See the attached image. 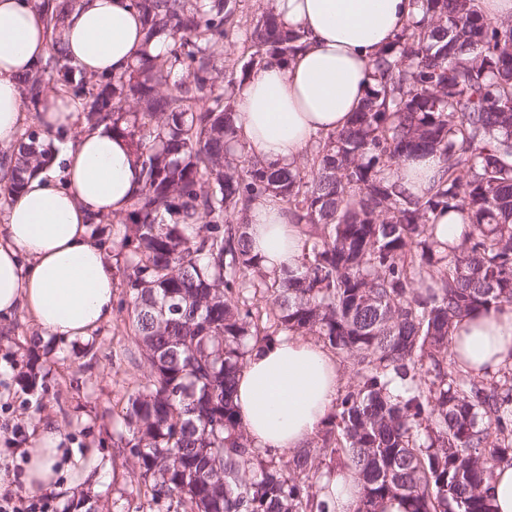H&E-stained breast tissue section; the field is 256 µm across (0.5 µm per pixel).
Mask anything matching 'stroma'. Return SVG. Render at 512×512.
I'll list each match as a JSON object with an SVG mask.
<instances>
[{
	"instance_id": "obj_1",
	"label": "stroma",
	"mask_w": 512,
	"mask_h": 512,
	"mask_svg": "<svg viewBox=\"0 0 512 512\" xmlns=\"http://www.w3.org/2000/svg\"><path fill=\"white\" fill-rule=\"evenodd\" d=\"M111 323L91 342L63 345L43 338L26 315L0 322V494H24L23 453L37 429L59 428L66 448H94L108 468L94 485L78 484L66 498L48 495L49 512H139L136 461L115 445L118 414L146 372L132 360L125 288Z\"/></svg>"
}]
</instances>
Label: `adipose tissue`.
I'll list each match as a JSON object with an SVG mask.
<instances>
[{"label":"adipose tissue","instance_id":"ef3b65f1","mask_svg":"<svg viewBox=\"0 0 512 512\" xmlns=\"http://www.w3.org/2000/svg\"><path fill=\"white\" fill-rule=\"evenodd\" d=\"M272 6L303 33V46L290 61H269L237 87L236 126L250 157L285 166L301 159L318 134L346 127L374 82L373 60L417 10L415 0H273ZM62 40L72 63L99 73L126 71L145 48L130 0H78ZM49 46L32 0H0L1 147L18 141L26 112L19 80ZM38 122L78 137L0 207V318L21 312L55 342H85L114 311V259L98 241V219L129 209L142 188L139 165L122 137L83 127L64 95H47ZM247 221L252 251L267 270L297 266L301 232L280 197L254 203ZM452 344L471 374L492 376L512 366V308L458 319ZM340 385L336 358L322 344L278 336L248 355L234 403L253 447L297 452L326 421ZM62 440L48 425L30 441L28 490L65 493L60 467L90 484L101 478L95 451H66Z\"/></svg>","mask_w":512,"mask_h":512}]
</instances>
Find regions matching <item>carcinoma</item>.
Instances as JSON below:
<instances>
[{"label": "carcinoma", "instance_id": "cac0c4a2", "mask_svg": "<svg viewBox=\"0 0 512 512\" xmlns=\"http://www.w3.org/2000/svg\"><path fill=\"white\" fill-rule=\"evenodd\" d=\"M78 0H35L51 30L47 58L20 92L39 112L48 91L78 104L89 127L126 138L140 197L119 217L113 248L127 273L129 328L147 371L121 411L123 448L164 512H331L323 481L358 480L354 512H493L486 489L512 464V367L461 369L455 321L512 307V21L476 0H418L372 63L377 85L349 125L315 138L303 161L253 160L236 133V84L267 60L286 62L303 34L270 5L235 56L237 0H130L144 43L130 70L83 72L61 46ZM50 130L28 127L0 159L19 194L46 162ZM434 156L441 174L418 193L395 176ZM274 194L301 225L296 269L269 273L249 245L247 213ZM468 231L437 238L438 218ZM347 355L353 380L315 446L291 464L252 446L233 403L250 350L288 333Z\"/></svg>", "mask_w": 512, "mask_h": 512}]
</instances>
